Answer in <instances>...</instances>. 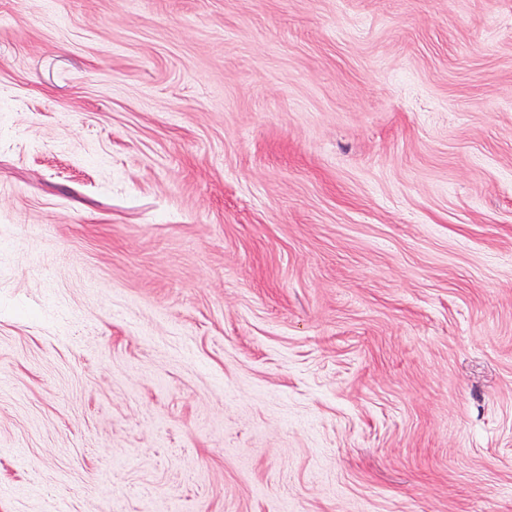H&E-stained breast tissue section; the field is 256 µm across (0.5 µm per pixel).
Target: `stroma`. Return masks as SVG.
Segmentation results:
<instances>
[{
    "label": "stroma",
    "mask_w": 512,
    "mask_h": 512,
    "mask_svg": "<svg viewBox=\"0 0 512 512\" xmlns=\"http://www.w3.org/2000/svg\"><path fill=\"white\" fill-rule=\"evenodd\" d=\"M0 512H512V0H0Z\"/></svg>",
    "instance_id": "1"
}]
</instances>
